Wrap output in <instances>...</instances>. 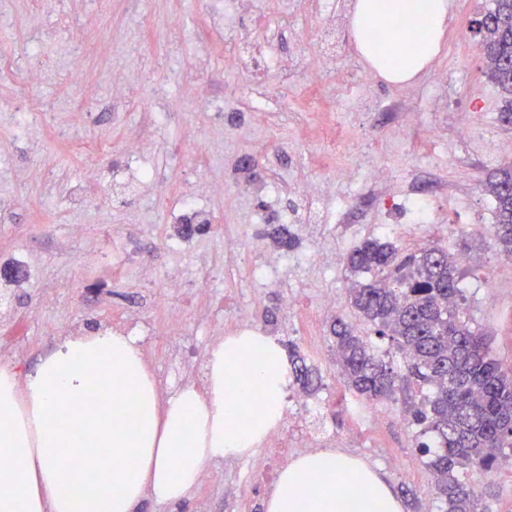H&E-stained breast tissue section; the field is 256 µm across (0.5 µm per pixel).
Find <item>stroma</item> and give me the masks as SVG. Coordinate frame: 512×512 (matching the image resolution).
<instances>
[{"label":"stroma","mask_w":512,"mask_h":512,"mask_svg":"<svg viewBox=\"0 0 512 512\" xmlns=\"http://www.w3.org/2000/svg\"><path fill=\"white\" fill-rule=\"evenodd\" d=\"M318 2L249 0L242 9L238 0L220 7L215 0H99L95 6L59 0L70 26L32 56L27 48L36 26L55 20L37 15L34 0H6L14 25L0 34V109L30 97L44 118L25 138L0 125V165L21 172L19 179L0 182V313L27 318L20 339L0 321V349L22 341L16 363L29 374L59 337L96 328L101 315H82L80 303L107 275L102 257L113 245L129 243L152 262L153 280L143 292L130 283L113 289L106 312L118 316L133 309L140 315L129 330L139 337L162 396L182 387L168 344L186 337L197 353H205L209 344L237 331L236 311L246 312L253 327L317 369L321 384L301 415L317 428L322 445L359 457L393 490L409 488L404 512H425L435 501V478L426 457L412 446L413 390L396 388L390 399L380 401L379 418L362 420L368 402L345 385L331 328L341 318L360 335L371 333L350 305L346 257L354 246L375 237L403 250L441 246L467 255L460 266L466 312L487 336L492 355L512 366V267L499 264L502 250L493 233L467 231L471 224H494L484 184L501 165L493 157L497 142L512 141V127L499 120L504 101L487 77L479 39L470 30L490 0H453L433 70L409 84L379 77L361 82L365 66L346 25L336 34L329 67L307 71L305 61L318 57L323 46ZM75 31L86 35L81 84L50 74L35 85L22 82V74L41 61L65 64ZM263 50L283 59L285 68L265 70L247 62L248 54ZM194 90L212 101L211 111L197 109L190 97ZM394 97L408 105L399 121L384 109ZM258 105L264 110L260 117L254 112ZM156 112L164 113V122L154 123ZM401 121L414 127L402 142L397 139ZM63 125L82 127L90 138L111 144V152L74 153L56 134ZM467 127L472 136L464 135ZM132 139L148 141L147 160L128 155L125 146ZM363 151L396 184L430 193L433 225L408 223L403 202L377 199L372 186L361 184L352 166ZM143 163L154 169L156 181L136 191L117 190L116 181ZM81 179L92 186L83 213L68 199L70 185ZM328 181L336 190L323 203L325 213L346 202L357 214L356 223H326L316 238L299 223L289 225L293 244L288 249L263 237L273 255L321 246L338 255L332 267L312 263L295 271L290 330L284 326L281 289L254 290L251 267L228 260L227 253L247 247L250 236H263L289 211L305 217L306 190ZM202 182L214 186L202 204L216 222L195 234L194 242L224 275L202 299L213 309L209 319L198 324L194 306H186L185 331L179 334L166 326L172 300L164 278L179 259L166 246L178 231L168 212ZM443 184L455 188V198L438 193ZM154 192L163 193L165 208L143 207L144 195ZM24 253L34 258L35 268L30 279L18 282L8 270ZM83 253L97 256V263L77 265ZM325 295L335 300L328 313L318 308ZM49 326L59 328V336L46 335ZM216 467L224 472L221 481L198 486L181 504L145 503L143 512H262L269 491L253 479L248 459L227 458Z\"/></svg>","instance_id":"1"}]
</instances>
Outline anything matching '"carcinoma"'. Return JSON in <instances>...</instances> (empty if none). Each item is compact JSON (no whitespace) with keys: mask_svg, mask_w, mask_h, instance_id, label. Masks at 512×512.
<instances>
[{"mask_svg":"<svg viewBox=\"0 0 512 512\" xmlns=\"http://www.w3.org/2000/svg\"><path fill=\"white\" fill-rule=\"evenodd\" d=\"M486 57L487 76L508 98L512 112V0H491L474 21ZM512 162L485 184L495 203L496 239L512 253ZM358 281L350 304L374 332L405 357V373L365 336L341 319L333 327L336 364L343 380L361 396L389 397L397 379L431 388L410 409L414 444L429 456L435 474L438 512H490L476 481L458 477L472 464L493 469L512 451V368L491 354L484 336L462 307L465 301L457 259L432 247L407 254L390 242L366 240L347 256ZM293 382L304 391L319 383L316 369L295 355Z\"/></svg>","mask_w":512,"mask_h":512,"instance_id":"1","label":"carcinoma"}]
</instances>
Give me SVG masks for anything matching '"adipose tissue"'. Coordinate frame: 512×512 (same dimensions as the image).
Instances as JSON below:
<instances>
[{
    "instance_id": "1",
    "label": "adipose tissue",
    "mask_w": 512,
    "mask_h": 512,
    "mask_svg": "<svg viewBox=\"0 0 512 512\" xmlns=\"http://www.w3.org/2000/svg\"><path fill=\"white\" fill-rule=\"evenodd\" d=\"M449 0H357L355 47L385 81L416 79L439 54ZM387 33L370 42L371 25ZM289 361L255 329L212 343L205 387L161 397L136 337L109 329L59 343L34 373L0 365V512H139L192 497L202 471L254 455L283 419ZM110 404L89 406L90 390ZM264 512H403L358 457L332 449L294 459Z\"/></svg>"
}]
</instances>
